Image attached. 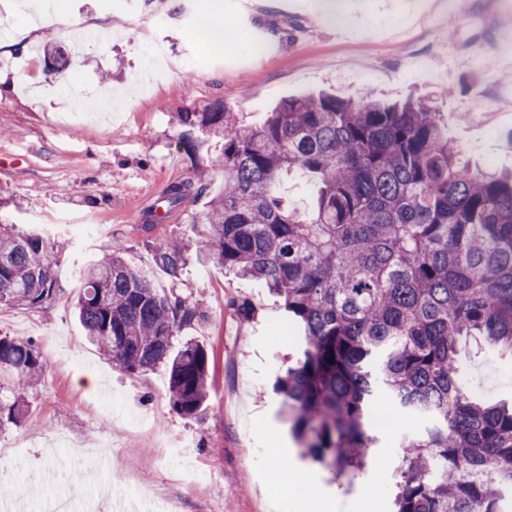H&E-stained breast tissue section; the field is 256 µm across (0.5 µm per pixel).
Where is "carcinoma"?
<instances>
[{"label":"carcinoma","mask_w":512,"mask_h":512,"mask_svg":"<svg viewBox=\"0 0 512 512\" xmlns=\"http://www.w3.org/2000/svg\"><path fill=\"white\" fill-rule=\"evenodd\" d=\"M178 122L224 140L213 163L222 187L196 238L155 245V266L176 281L195 253L283 300L301 354L275 391L304 453L355 477L383 400L433 421L404 435L397 512H498L512 490V409L467 391L457 347L477 334L512 353V172L461 164L420 99L318 94L283 100L254 128L226 105ZM293 171L316 189L308 212L277 193ZM190 188L171 185L168 207ZM59 247L0 224V307L49 308L61 291ZM123 252L116 244L81 268L79 321L123 370L166 365L173 409L193 416L207 399L208 352H174L172 338L198 308L160 291ZM47 366L31 341L0 336V428L21 424L23 393Z\"/></svg>","instance_id":"cac0c4a2"}]
</instances>
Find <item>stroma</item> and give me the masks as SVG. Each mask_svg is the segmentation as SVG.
<instances>
[{
	"instance_id": "obj_1",
	"label": "stroma",
	"mask_w": 512,
	"mask_h": 512,
	"mask_svg": "<svg viewBox=\"0 0 512 512\" xmlns=\"http://www.w3.org/2000/svg\"><path fill=\"white\" fill-rule=\"evenodd\" d=\"M150 0H64L78 22L113 31L110 42L81 43L30 20L31 0H0V224L29 232L53 225L64 243L62 292L48 311L0 310V335L32 340L48 358L28 388L20 425L0 431V488L25 492L50 475L74 500L91 492L69 481L58 435L104 446L128 495L175 502L178 512H392V467L403 424L377 435L367 469L342 486L303 458L278 415L272 385L297 352L278 297L260 283L190 256L179 281L156 270L153 246L200 231L221 184L212 162L218 138L180 126L181 112L230 107L252 127L279 101L321 90L345 99L408 97L436 107L463 160L512 170V0H261L244 22L240 0H199L235 39L224 60L180 10L159 29L146 22ZM58 48L43 52L45 40ZM189 198L168 209L171 184ZM160 214L144 232V212ZM98 224L96 245L80 252L73 225ZM126 261L154 274L159 288L195 304L199 318L173 338L209 356V397L185 417L173 410L165 368L130 374L90 345L74 304L75 262L102 258L114 244ZM246 313H239V305ZM469 390L512 403V366L477 336L463 337ZM96 390L79 386L87 376ZM137 407L147 434L104 422L102 400Z\"/></svg>"
}]
</instances>
